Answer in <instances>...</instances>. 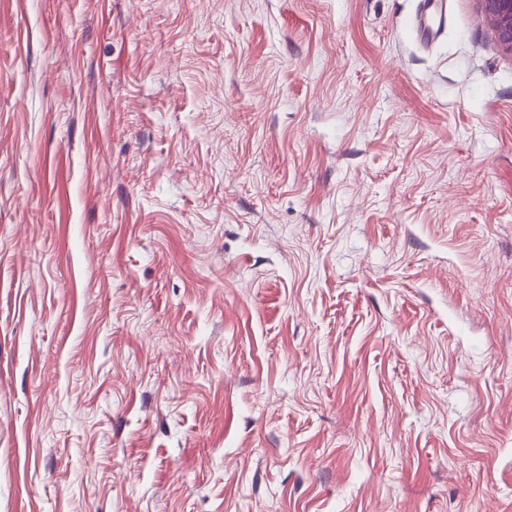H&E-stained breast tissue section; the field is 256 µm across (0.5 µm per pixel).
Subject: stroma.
Segmentation results:
<instances>
[{
  "label": "stroma",
  "mask_w": 512,
  "mask_h": 512,
  "mask_svg": "<svg viewBox=\"0 0 512 512\" xmlns=\"http://www.w3.org/2000/svg\"><path fill=\"white\" fill-rule=\"evenodd\" d=\"M420 5L0 0V512H512V57Z\"/></svg>",
  "instance_id": "35a3bbf8"
}]
</instances>
